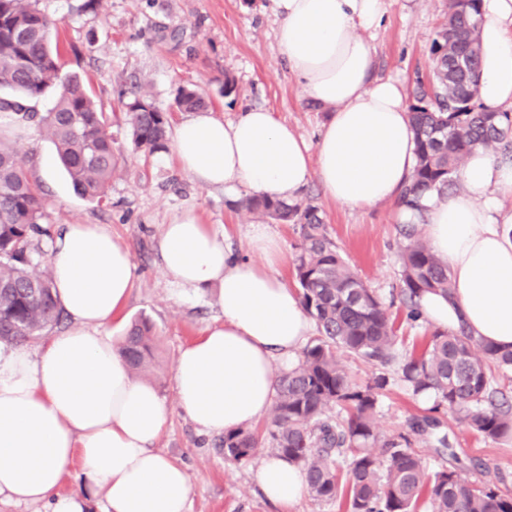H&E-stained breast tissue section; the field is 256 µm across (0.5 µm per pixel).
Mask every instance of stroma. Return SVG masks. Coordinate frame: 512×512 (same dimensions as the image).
<instances>
[{"label":"stroma","instance_id":"35a3bbf8","mask_svg":"<svg viewBox=\"0 0 512 512\" xmlns=\"http://www.w3.org/2000/svg\"><path fill=\"white\" fill-rule=\"evenodd\" d=\"M374 44L380 76L402 80L414 89L417 77L431 66L429 48L444 21L448 0H388ZM272 0H38V9L58 23L64 69L83 78L108 113L122 112L131 84H139L171 125L186 119L176 104L183 88L197 90L210 101L213 117L230 121L239 112L263 107L278 122L309 142H316L325 119L303 96L281 56L274 31ZM237 92L225 95V80ZM119 164L112 176L109 201L100 205L77 195L62 168L53 143L29 129L13 145L24 171L38 181L47 200L46 224H95L126 247L136 266L130 299L109 325L122 339L131 322L144 319L157 343L150 379L170 411L167 430L157 449L189 474L190 512H281L261 492L256 472L260 456L233 463L225 460L221 437L198 429L177 405L172 368L180 349L209 326L220 323L214 289L186 296L170 284L160 266L159 227L173 214L193 210L202 223L228 234L233 257L249 254L247 231L263 222L240 209L248 194L200 187L184 172L171 150L148 155L135 151L124 122L112 125ZM301 200L318 207L329 236L344 257L388 307L395 322L398 355L421 350L434 328L412 322L399 296L402 239L391 205L352 210L326 198L310 182ZM429 404L400 381L379 397L376 421L381 434L409 430L413 418ZM439 424L413 438L428 469L453 468L469 481L493 482L512 495V439L485 438L448 410ZM447 436L448 447L436 439Z\"/></svg>","mask_w":512,"mask_h":512}]
</instances>
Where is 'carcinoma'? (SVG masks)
<instances>
[{
    "instance_id": "obj_1",
    "label": "carcinoma",
    "mask_w": 512,
    "mask_h": 512,
    "mask_svg": "<svg viewBox=\"0 0 512 512\" xmlns=\"http://www.w3.org/2000/svg\"><path fill=\"white\" fill-rule=\"evenodd\" d=\"M479 2L448 0L447 22L432 40L428 79L417 80L409 101L416 163L401 202L420 212L424 193L462 189L461 167L473 151L512 156V114L484 112L476 103ZM36 4L0 0V89L12 92L0 97V124L6 129L35 126L54 144L76 194L102 203L118 165L110 123L81 79L64 71L58 47L52 45L56 22ZM461 58L463 68L458 66ZM48 92L55 95L49 111L26 105ZM177 105L193 111L205 108L206 101L183 89ZM125 121L136 150L153 154L167 148L166 113L146 91H131ZM241 206L299 226L295 276L318 336L301 361L279 376L265 434L246 429L225 433L224 457L241 462L265 444L270 453L301 468L313 498L335 499L345 489L349 512H417L425 491L429 512H512V496L496 484L475 485L449 468L430 473L409 436L378 438V397L390 379L381 373L370 384L355 383L339 365L336 351L386 366L396 360L393 323L383 302L328 236L318 208L258 195L245 198ZM45 209L41 185L18 164L15 148L0 139V344L35 343L67 320L54 297L51 270L32 248L37 236L53 239L44 225ZM400 235L405 239L401 297L416 321L423 294L450 295L451 275L426 243L421 225L404 224ZM154 346L151 325L141 321L129 328L120 352L133 373L145 375ZM494 367L511 370L512 350L485 344L463 327L435 331L421 354L399 362L398 376L413 395L434 397L429 414L410 425L412 432L427 433L437 423L431 413L446 407L464 414L470 428L485 438L511 434L512 404L493 386ZM338 457L345 459L343 474Z\"/></svg>"
}]
</instances>
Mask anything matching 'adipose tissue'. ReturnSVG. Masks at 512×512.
Segmentation results:
<instances>
[{
    "label": "adipose tissue",
    "mask_w": 512,
    "mask_h": 512,
    "mask_svg": "<svg viewBox=\"0 0 512 512\" xmlns=\"http://www.w3.org/2000/svg\"><path fill=\"white\" fill-rule=\"evenodd\" d=\"M278 47L308 101L327 112L308 143L271 112L253 108L232 122L206 113L183 120L172 148L202 187L298 198L317 180L328 199L349 208L395 205L415 164L408 98L394 79L375 76L368 39L385 0H272ZM477 100L483 111L512 112V0H481ZM463 188L424 198V235L447 262L451 298L428 293L425 319L466 328L477 340L512 350V165L478 150L461 171ZM249 244L260 262L233 258L225 238L184 211L161 225L159 254L173 287L216 288L222 324L180 349L173 364L178 406L206 432H232L270 409L278 372L288 370L314 330L301 297L274 269L281 242L261 224ZM55 294L70 327L38 352L0 344V500L48 503L50 512H189L186 470L156 441L169 407L151 384L133 378L106 328L120 317L134 283L127 248L95 224H69L49 246ZM80 459L79 490L57 489ZM257 480L282 512L307 493L299 467L264 457Z\"/></svg>",
    "instance_id": "adipose-tissue-1"
}]
</instances>
